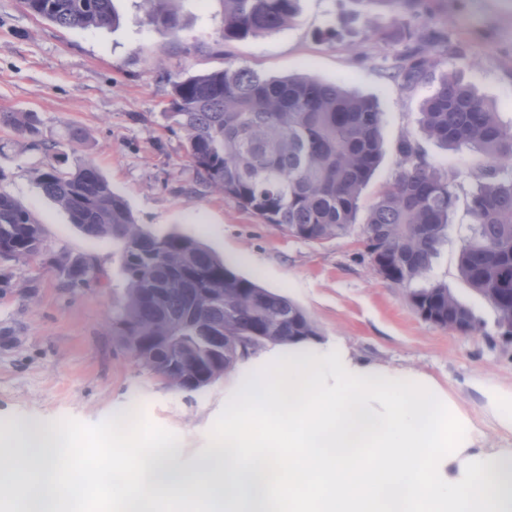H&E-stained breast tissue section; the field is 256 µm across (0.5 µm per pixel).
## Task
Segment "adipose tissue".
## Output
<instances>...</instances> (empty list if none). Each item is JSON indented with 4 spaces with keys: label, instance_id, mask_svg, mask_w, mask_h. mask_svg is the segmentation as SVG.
I'll return each mask as SVG.
<instances>
[{
    "label": "adipose tissue",
    "instance_id": "obj_1",
    "mask_svg": "<svg viewBox=\"0 0 512 512\" xmlns=\"http://www.w3.org/2000/svg\"><path fill=\"white\" fill-rule=\"evenodd\" d=\"M224 433L195 467L173 441L130 432L133 457L100 472L60 427L0 426L9 512H75L88 485L124 487L116 512H512V448L490 445L470 411L430 376L364 362L343 341L290 344L274 368L234 365ZM512 434V390L475 383Z\"/></svg>",
    "mask_w": 512,
    "mask_h": 512
}]
</instances>
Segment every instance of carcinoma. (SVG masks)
Wrapping results in <instances>:
<instances>
[{
	"label": "carcinoma",
	"mask_w": 512,
	"mask_h": 512,
	"mask_svg": "<svg viewBox=\"0 0 512 512\" xmlns=\"http://www.w3.org/2000/svg\"><path fill=\"white\" fill-rule=\"evenodd\" d=\"M175 0H152V19L168 32L179 28ZM226 41L277 32L296 18L299 0H223ZM366 10L384 5L402 13L413 41L406 63L395 73L404 87L424 79L431 66L425 46L448 41L412 22L427 0H358ZM36 18L62 28H109L119 18L112 0H21ZM167 116L185 133L186 151L198 180L225 198L295 238L321 243L346 235L356 223L363 188L381 154L383 113L368 98L336 83L304 76L269 77L229 63L221 70L171 81ZM0 126L29 139L49 154L57 143L42 137L34 112H1ZM419 130L460 153L476 152L485 166L469 171L478 181L471 194V234L457 258L461 278L498 313L501 335L512 336V125L505 126L469 83L445 75L421 108ZM392 181L367 208L363 238L375 271L406 286L430 269L448 236L458 197L460 172L426 160L415 141L402 140ZM34 170L43 192L68 212L84 235L122 247L126 282L113 316L130 356L168 385L197 391L234 366L224 347L261 336L286 346L318 335L299 305L236 273L199 240L170 233L154 235L137 224L125 200L95 163L79 158ZM46 253L42 225L10 195L0 192V263L25 265ZM69 288L99 280L92 261L76 258L55 265ZM158 288L161 298L146 289ZM411 305L444 327L465 317L479 330L471 310L433 284L409 292Z\"/></svg>",
	"instance_id": "carcinoma-1"
}]
</instances>
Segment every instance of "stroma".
Masks as SVG:
<instances>
[{"instance_id":"obj_1","label":"stroma","mask_w":512,"mask_h":512,"mask_svg":"<svg viewBox=\"0 0 512 512\" xmlns=\"http://www.w3.org/2000/svg\"><path fill=\"white\" fill-rule=\"evenodd\" d=\"M113 6L116 27L65 29L31 16L19 0H0V112L37 113L44 137L58 141L60 152L91 158L137 224L159 236L199 239L239 273L297 303L320 336L343 340L361 359L427 374L474 412V382L512 388V338L501 334L494 307L457 270L471 224L464 205L471 179L460 180L462 204L429 274L481 323V332L463 336L426 321L405 289L375 272L359 227L307 242L199 182L183 133L163 114L171 78L228 61L273 77L340 84L384 114L382 158L362 198L368 204L392 177L404 137L416 138L435 166L454 171L478 162V154L447 150L418 133L422 103L444 75L471 83L512 125V0H430L424 26L444 35L450 50L436 53L428 78L410 88L391 77L408 47L384 6L367 11L358 0H299L290 27L229 42L222 38L223 0H175L174 34L155 28L148 0ZM74 126L87 135L76 150L68 142ZM53 161L0 130V191L32 212L47 246L44 263L0 272L9 281L0 288V424L27 418L66 428L87 450L89 465L107 468L111 452L126 446L116 419L135 405L139 429L178 442L182 464L193 466L224 428L233 374L182 391L130 357L112 326L125 291L121 248L81 233L43 193L33 170ZM76 256L95 263L99 285L61 284L53 260Z\"/></svg>"}]
</instances>
